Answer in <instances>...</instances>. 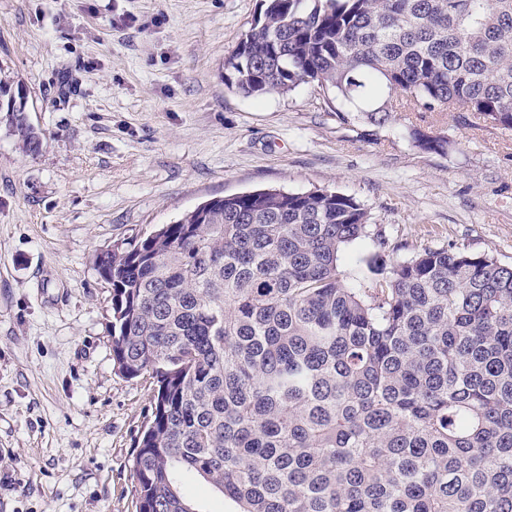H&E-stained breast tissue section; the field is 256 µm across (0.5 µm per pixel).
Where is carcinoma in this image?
I'll list each match as a JSON object with an SVG mask.
<instances>
[{"label":"carcinoma","mask_w":512,"mask_h":512,"mask_svg":"<svg viewBox=\"0 0 512 512\" xmlns=\"http://www.w3.org/2000/svg\"><path fill=\"white\" fill-rule=\"evenodd\" d=\"M246 97L327 93L384 127L407 101L512 128V0H265L225 62ZM448 154V136L407 129ZM375 278L351 279L346 250ZM399 250L353 197L212 199L95 257L112 360L156 381L138 512H512V266ZM190 492L200 500L204 510L210 512H230L234 510L230 503L224 502L222 496L216 494L203 480H193L190 485Z\"/></svg>","instance_id":"obj_1"}]
</instances>
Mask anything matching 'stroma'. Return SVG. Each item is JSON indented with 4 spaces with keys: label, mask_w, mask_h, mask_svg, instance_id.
<instances>
[{
    "label": "stroma",
    "mask_w": 512,
    "mask_h": 512,
    "mask_svg": "<svg viewBox=\"0 0 512 512\" xmlns=\"http://www.w3.org/2000/svg\"><path fill=\"white\" fill-rule=\"evenodd\" d=\"M262 0H0V71L29 92L37 153L0 112V512H137L154 383L112 360L95 256L202 203L265 188L355 198L403 259L449 244L512 264V130L408 107L377 131L316 85L255 99L224 61ZM446 133L415 147L409 125ZM409 140L418 148L440 156L448 153V136L445 133L427 132L420 127L407 129Z\"/></svg>",
    "instance_id": "obj_1"
}]
</instances>
